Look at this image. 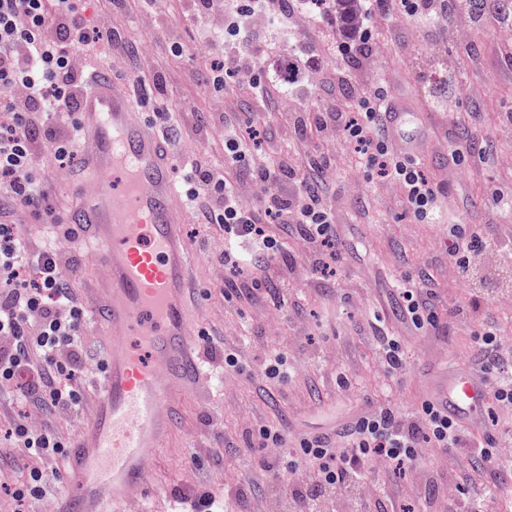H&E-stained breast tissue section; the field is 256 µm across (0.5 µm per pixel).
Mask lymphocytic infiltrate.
Listing matches in <instances>:
<instances>
[{
    "label": "lymphocytic infiltrate",
    "mask_w": 512,
    "mask_h": 512,
    "mask_svg": "<svg viewBox=\"0 0 512 512\" xmlns=\"http://www.w3.org/2000/svg\"><path fill=\"white\" fill-rule=\"evenodd\" d=\"M285 2L238 0L235 14L224 17L222 72L213 83L228 73L258 84L252 22L272 17L291 26ZM86 10L87 0H0V420L7 424L0 438V489L11 495L15 512H32L58 481L53 463L66 458L73 442L68 420L84 409L88 372L102 367L100 357L88 354L91 321L61 253L63 243L76 239V228L59 222L51 238L36 241L16 222L18 216L38 219L52 210L51 183L37 168L40 151L61 162L77 148L76 50L89 40ZM385 99L381 90L365 91L357 111L331 106L312 113L310 122L341 132L354 146L359 167L396 186L420 223H434L436 203L447 197L448 185L427 179L420 158L390 147ZM239 126L238 113H225L222 162L184 166V198L202 224L251 239L258 250L256 273L260 282H269L282 273L284 238L299 237L309 255H316L318 245L336 237L335 213L317 190L323 169L254 161L237 135ZM247 185L263 192L262 205L245 202ZM506 239L493 252L479 239L457 238L450 247L453 272L472 283L511 272L512 231ZM472 363L492 380L493 407L511 411L512 340L496 322L482 323ZM345 440L340 446L316 437L289 449L288 472L299 473L305 462L316 470L314 481L290 488L289 512H321L325 499L361 495L365 466L417 463L426 445L464 457L476 469L512 465L511 438H475L429 401L412 416L375 406L355 421Z\"/></svg>",
    "instance_id": "1"
}]
</instances>
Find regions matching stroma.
Masks as SVG:
<instances>
[{
	"instance_id": "1",
	"label": "stroma",
	"mask_w": 512,
	"mask_h": 512,
	"mask_svg": "<svg viewBox=\"0 0 512 512\" xmlns=\"http://www.w3.org/2000/svg\"><path fill=\"white\" fill-rule=\"evenodd\" d=\"M295 25L260 24L256 65L270 96L234 74L223 90L209 81L222 61L214 43L218 16L199 13L193 0H158L144 12L137 0H89L86 16L99 34L80 53L84 73L109 70L120 79L150 74L148 110L173 113L180 163L219 156L224 132L212 126L213 112H245L238 134L255 155L288 165L328 163L324 190L336 206V260L330 269L309 265L300 240L287 238L283 260L297 276L279 282L275 298L241 307L225 301V280L249 278V268L229 271L216 264L221 244L214 229L190 222L185 234L196 254L201 313L193 324L198 347L215 380L205 397L185 400L184 426L157 453L155 480L163 503L182 506L191 490L237 492L228 512H284L294 478L268 466L258 429L272 424L284 448L320 435L328 415L353 424L378 404L411 415L427 400L425 383L443 376L449 363L470 362L473 335L483 318L497 321L512 337V297L496 282L469 291L452 277L448 241L453 233L499 241L494 225H512V210L499 197L512 196V0H491L479 11L460 10L448 19L419 23L397 15H375L372 48L366 56L342 54V43L358 40L329 7L292 0ZM384 88L404 95L436 122L438 137L423 170L447 182L449 196L437 224L418 223L397 189L369 178L356 166L354 148L308 126L298 137L293 120L327 107L356 109L361 90ZM429 275L438 294L436 326L415 327L403 314L397 287ZM302 306L301 319L288 313V299ZM464 314L449 318V305ZM219 331L236 349L240 369L225 368L221 351L210 350L206 333ZM397 339L408 355L405 369L388 372L377 353L380 336ZM286 353L288 378H264L271 350ZM221 446L224 458L191 461L203 448ZM445 453L426 449L417 469L387 465L373 477L387 486L389 512H438L447 495Z\"/></svg>"
}]
</instances>
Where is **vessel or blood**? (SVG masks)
<instances>
[{
    "instance_id": "b4317fda",
    "label": "vessel or blood",
    "mask_w": 512,
    "mask_h": 512,
    "mask_svg": "<svg viewBox=\"0 0 512 512\" xmlns=\"http://www.w3.org/2000/svg\"><path fill=\"white\" fill-rule=\"evenodd\" d=\"M76 125L67 221L104 271L87 302L107 349L103 380L69 451L67 487L52 497L51 512H144L156 495L155 451L182 425L186 395L212 383L191 323L198 288L184 235L189 215L171 142L135 112L127 81L92 74ZM385 130L397 152L423 157L432 147L410 103H389ZM488 390L482 371L454 366L430 394L460 425L476 429Z\"/></svg>"
}]
</instances>
